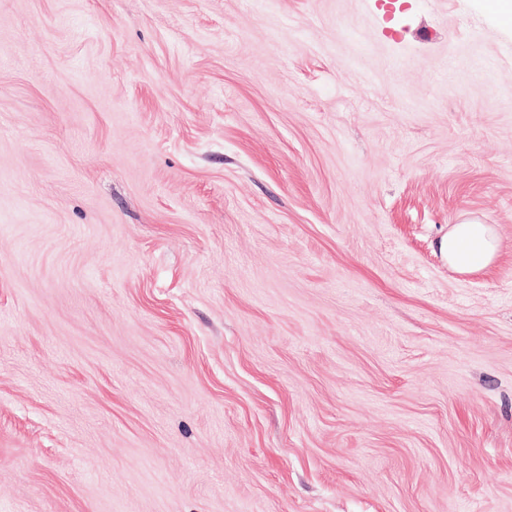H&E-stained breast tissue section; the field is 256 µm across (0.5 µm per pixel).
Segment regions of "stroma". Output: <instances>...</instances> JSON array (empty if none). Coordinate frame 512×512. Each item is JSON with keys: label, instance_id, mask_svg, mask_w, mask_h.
<instances>
[{"label": "stroma", "instance_id": "stroma-1", "mask_svg": "<svg viewBox=\"0 0 512 512\" xmlns=\"http://www.w3.org/2000/svg\"><path fill=\"white\" fill-rule=\"evenodd\" d=\"M493 2L0 0V512H512ZM448 267L458 274H471L488 268L499 254V237L494 225L468 218L453 224L441 243Z\"/></svg>", "mask_w": 512, "mask_h": 512}]
</instances>
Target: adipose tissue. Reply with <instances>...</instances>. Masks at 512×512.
Returning <instances> with one entry per match:
<instances>
[{
    "instance_id": "1",
    "label": "adipose tissue",
    "mask_w": 512,
    "mask_h": 512,
    "mask_svg": "<svg viewBox=\"0 0 512 512\" xmlns=\"http://www.w3.org/2000/svg\"><path fill=\"white\" fill-rule=\"evenodd\" d=\"M448 267L458 274L488 268L499 254V237L494 225L468 218L452 225L441 243Z\"/></svg>"
}]
</instances>
